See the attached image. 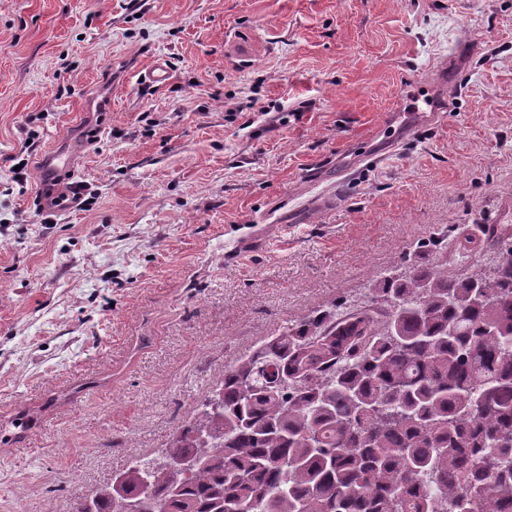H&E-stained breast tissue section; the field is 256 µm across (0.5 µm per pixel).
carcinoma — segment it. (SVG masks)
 <instances>
[{
  "mask_svg": "<svg viewBox=\"0 0 512 512\" xmlns=\"http://www.w3.org/2000/svg\"><path fill=\"white\" fill-rule=\"evenodd\" d=\"M452 237L493 266L448 269ZM374 309L309 315L224 367L162 449L79 512H501L512 501V226H448L374 280Z\"/></svg>",
  "mask_w": 512,
  "mask_h": 512,
  "instance_id": "cac0c4a2",
  "label": "carcinoma"
}]
</instances>
